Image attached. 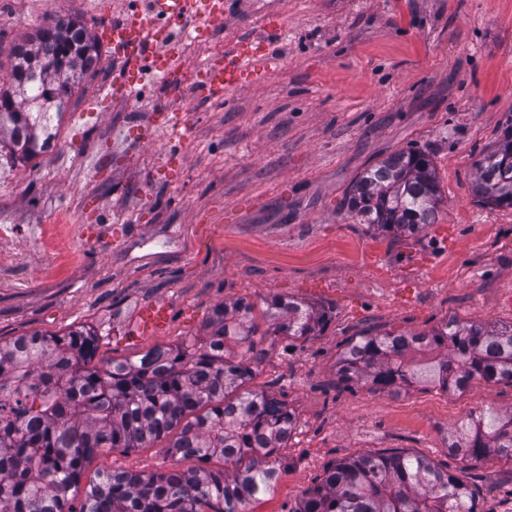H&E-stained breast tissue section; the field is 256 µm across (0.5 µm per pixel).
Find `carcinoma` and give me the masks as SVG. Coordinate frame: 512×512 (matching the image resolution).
I'll use <instances>...</instances> for the list:
<instances>
[{"label":"carcinoma","instance_id":"carcinoma-1","mask_svg":"<svg viewBox=\"0 0 512 512\" xmlns=\"http://www.w3.org/2000/svg\"><path fill=\"white\" fill-rule=\"evenodd\" d=\"M0 82V146L29 161L45 151L46 117L61 118L72 89L98 59L88 27L69 16L9 50ZM473 195L512 207V129L475 163ZM439 183L430 156L400 149L365 169L347 192L349 210L382 230L416 232L437 219ZM327 312L273 297L215 308L202 340L155 346L136 359L93 364L98 339L85 327L0 344V512H73L85 464L100 450L128 452L169 439L167 452L224 468L143 476L108 469L85 490L80 512H246L278 479L295 418L284 402L248 387L265 336L314 335ZM243 347L233 353L228 344ZM428 353L444 385L474 378L512 385V324L452 317L428 333L366 334L339 360V379L392 388L413 379ZM469 461L512 462V411L486 408L448 435ZM479 493L406 449L342 458L294 512H478Z\"/></svg>","mask_w":512,"mask_h":512}]
</instances>
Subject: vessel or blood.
Listing matches in <instances>:
<instances>
[{
	"label": "vessel or blood",
	"mask_w": 512,
	"mask_h": 512,
	"mask_svg": "<svg viewBox=\"0 0 512 512\" xmlns=\"http://www.w3.org/2000/svg\"><path fill=\"white\" fill-rule=\"evenodd\" d=\"M148 16H133L121 22H110L102 28V37L111 48L114 58L124 66L121 78L113 82L111 95L126 97L138 84L140 67L145 62L170 67L175 58V47L165 33L155 28L151 19L160 15L173 23L200 14L209 21L223 22L224 0H149ZM268 64L265 47L247 39L237 44L219 61L209 63L203 79L197 84V96L217 100L230 90L244 86ZM168 324V309L158 302L147 303L141 310L137 337L144 338L162 333Z\"/></svg>",
	"instance_id": "vessel-or-blood-1"
}]
</instances>
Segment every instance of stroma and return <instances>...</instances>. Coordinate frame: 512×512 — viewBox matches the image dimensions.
<instances>
[{
	"instance_id": "35a3bbf8",
	"label": "stroma",
	"mask_w": 512,
	"mask_h": 512,
	"mask_svg": "<svg viewBox=\"0 0 512 512\" xmlns=\"http://www.w3.org/2000/svg\"><path fill=\"white\" fill-rule=\"evenodd\" d=\"M129 0H7L0 49L61 15L98 31ZM223 24L195 19L172 37L175 87L146 74L128 99L108 88L109 46L69 98L54 153L0 189V342L86 327L98 359H134L201 336L214 308L282 296L322 307L307 338L266 337L252 385L285 402L297 428L274 489L249 512H293L336 460L407 449L471 476L482 512H512V463H470L440 432L512 386L342 385L338 359L366 333L430 331L442 321L512 322V207L479 203L473 163L512 127V0H224ZM278 31L257 80L221 100L193 89L210 59ZM182 112L171 134L157 108ZM429 153L436 223L415 234L358 223L344 204L369 165L402 148ZM160 301L166 331L135 342L139 309ZM164 442L104 450L83 485L116 468L198 467Z\"/></svg>"
}]
</instances>
